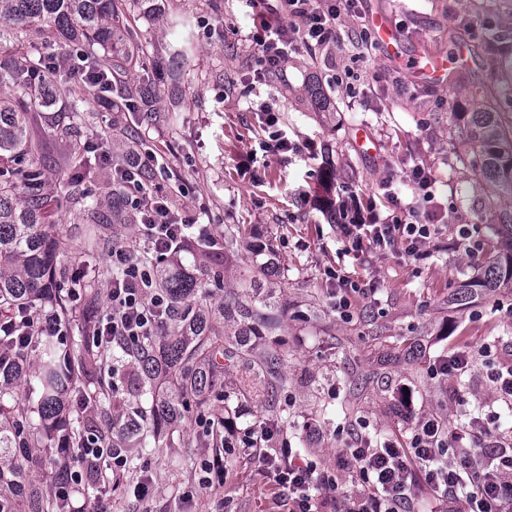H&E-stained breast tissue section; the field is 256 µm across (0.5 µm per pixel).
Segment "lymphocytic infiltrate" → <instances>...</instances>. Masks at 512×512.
I'll list each match as a JSON object with an SVG mask.
<instances>
[{"mask_svg": "<svg viewBox=\"0 0 512 512\" xmlns=\"http://www.w3.org/2000/svg\"><path fill=\"white\" fill-rule=\"evenodd\" d=\"M279 22L256 39L257 79L282 74L292 53L324 51L336 40V20L354 14L356 0H260ZM151 154L130 151L121 168L124 195L136 210L144 245L157 262L176 253L182 244L187 221L172 210L166 198L155 193L142 173L150 169ZM432 176L425 164L410 172L407 187L411 202L389 194L391 206L381 211L376 202H363L349 192L336 212V221L352 241L353 249L375 254L404 243L406 256L421 255L436 232L422 212L432 201ZM118 276L107 293L103 311L91 322L99 347L117 343L135 349L140 338L153 336L164 323L171 301L153 282L155 265L142 263L138 253L121 246L110 252ZM483 360L488 380L496 393V405H485L467 424L449 429L437 417L412 422L407 441L372 442L362 432L350 434L349 464L359 485L346 494L335 473L293 453L284 432L270 428L229 427L226 449H251L255 460L272 473L277 485L288 491L289 512H328L338 500H346L345 512H415V486L423 484L449 503L465 502L466 512H512V445L501 441V409H512V360L505 358L497 341L472 351H457L434 360L429 371L435 377H462L475 360ZM109 459L114 474H121L126 455L121 448H104L87 440L73 459L68 484L59 488L69 494L71 482L92 475L102 459Z\"/></svg>", "mask_w": 512, "mask_h": 512, "instance_id": "f902f5d3", "label": "lymphocytic infiltrate"}]
</instances>
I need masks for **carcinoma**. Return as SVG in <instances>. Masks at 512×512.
Instances as JSON below:
<instances>
[{
	"label": "carcinoma",
	"instance_id": "1",
	"mask_svg": "<svg viewBox=\"0 0 512 512\" xmlns=\"http://www.w3.org/2000/svg\"><path fill=\"white\" fill-rule=\"evenodd\" d=\"M161 16L164 0H0V512H72L70 500L49 494L31 480V473L48 464L62 473L63 459L47 454L62 433L69 444L85 443L84 431L75 429L70 415L77 401L90 405L96 438L110 444L116 364L129 355L140 369L144 392L166 386L165 395L151 400L130 419L127 434L146 438L145 421L172 428L192 417H205L216 399L215 387L224 364L241 361L256 376L270 375L275 387L288 386V377L276 370L282 353L266 346L277 335L278 318L265 301L264 284L257 274H242L241 292L217 308L193 301L198 292L221 287V267L241 234L240 227L224 229V250L202 249L188 239L183 251L192 255L195 272H167L155 284L173 299L163 333L142 338L138 350L99 348L81 334L73 335V313L68 289L80 288L88 309H93L98 288L93 280H75L57 265V256L69 244L49 218L52 196L45 168L52 161L39 153L31 137L27 114L34 108L53 113L52 129L70 140L64 159V177L71 191L67 203L87 224L94 241L104 239L109 224H132L125 197L112 189L102 210L81 189L89 175V145L82 142L95 113L84 106L80 74H95L105 88L116 92L126 111L145 120L159 111L166 76L183 67L192 50L189 37L167 49L165 71L157 61L140 55L144 34L135 26L134 11ZM43 37L66 46V62L51 65L45 57L18 47ZM305 94L325 110L331 105L323 86L312 81ZM448 117L466 151L448 158V166H469L486 189V206L507 248L490 261L484 275L458 284L456 300L469 299L471 288L512 289V128L507 127L499 94L473 95L472 110L455 111L448 99ZM57 316L66 336H19L11 321L24 313L28 320L44 321L45 307ZM228 316L243 322L241 335L256 338V345H224L221 330Z\"/></svg>",
	"mask_w": 512,
	"mask_h": 512
}]
</instances>
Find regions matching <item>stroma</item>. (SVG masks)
<instances>
[{
  "mask_svg": "<svg viewBox=\"0 0 512 512\" xmlns=\"http://www.w3.org/2000/svg\"><path fill=\"white\" fill-rule=\"evenodd\" d=\"M219 4L215 12L207 0H167L163 20L139 16L138 26L158 56L181 37L168 19L188 18L194 51L160 103L174 110V121L143 122L135 143L157 156L163 170L153 185L189 221L192 235L204 231L220 242L225 227H246L211 303L237 293L243 270L262 269L280 313L285 346L278 371L288 376L287 389L268 399L243 396L246 366L225 365L224 397L215 403V416L244 428L269 421V407L277 405L288 414L292 447L334 470L351 492L356 485L346 465L347 438L336 432L339 424L363 423L370 433L399 439L421 416L456 424L461 399L494 400L486 369L475 362L459 382L431 377L430 362L458 347L477 348L491 336L504 351L512 350V290L479 292L471 306L450 300L459 282L483 273L497 238L472 171L448 167L449 156L464 146L449 133L447 83L427 86L404 61L428 52L452 56L463 73L465 96L480 85L506 86L492 54L459 21L465 17L495 35H512V0H362L358 15L337 19V40L327 51L293 54L286 78L273 76L262 84L254 80L255 38L263 31L259 8L250 0ZM376 13L400 32L398 54L349 41L350 30ZM311 79L329 90L328 111L307 104L304 88ZM86 98L98 116L88 135L98 157L112 149L113 126L129 124L132 115L104 107L98 89L87 88ZM266 102L279 111V130L291 141L315 143L316 154L267 149ZM360 130L366 136L362 149L355 144ZM417 162L429 167L432 192L449 209L432 213L438 232L427 256L411 261L396 249L367 261L345 252L331 207L346 200L350 189L380 198L383 181L402 185ZM460 224L471 230L478 254L459 248ZM338 265L369 289L349 321L334 310L335 288L326 276ZM405 387L413 393L408 408L399 398ZM185 435L196 437L197 448L182 447ZM214 453L207 436L189 423L169 435L164 447L127 449L124 478L101 495L100 504L106 512H288L286 492L243 450L225 456L223 475L182 501L199 469L180 468V460ZM145 470L153 475L154 492L143 503L134 495L133 480Z\"/></svg>",
  "mask_w": 512,
  "mask_h": 512,
  "instance_id": "35a3bbf8",
  "label": "stroma"
}]
</instances>
